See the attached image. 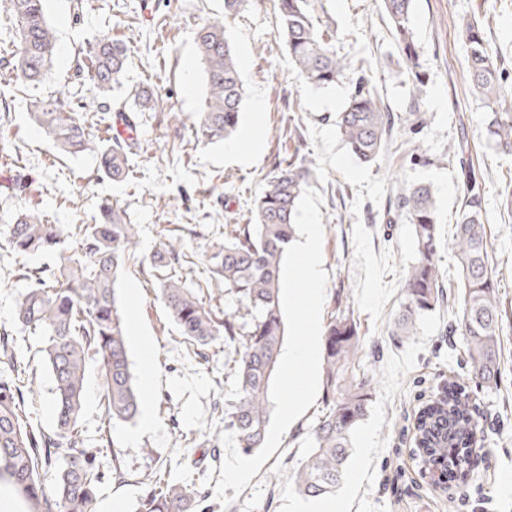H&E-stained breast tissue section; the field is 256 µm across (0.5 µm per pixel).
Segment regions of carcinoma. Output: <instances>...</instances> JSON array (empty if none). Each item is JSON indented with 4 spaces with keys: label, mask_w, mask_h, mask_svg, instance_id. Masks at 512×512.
<instances>
[{
    "label": "carcinoma",
    "mask_w": 512,
    "mask_h": 512,
    "mask_svg": "<svg viewBox=\"0 0 512 512\" xmlns=\"http://www.w3.org/2000/svg\"><path fill=\"white\" fill-rule=\"evenodd\" d=\"M19 26L15 70L25 82L41 80L56 47L44 9L45 0H10ZM396 47L414 78H419V46L411 27L414 0H382ZM280 35L304 81L326 89L346 76L347 56L336 50L328 25L309 9L308 0H276ZM467 51L469 85L488 110L485 139L512 155V89L504 85L497 57L489 52L484 22L461 23ZM205 64L207 97L193 119L196 139L210 144L238 129L244 96L238 62L219 21L206 22L195 34ZM127 45L105 36L84 53L91 95L83 108L113 110L121 128L108 141L96 140L87 120L72 111L66 97L50 95L30 102L32 119L54 138L59 150L77 155L96 153L99 170L115 182L128 177L129 156L141 149L137 124L122 107H112L109 93L127 65ZM353 89L336 128L349 151L361 162L374 161L394 126V116L369 87L365 71ZM464 197L451 239L463 293L459 328L467 341L470 373L482 386H498L501 310L496 268L487 248L482 216L483 184L473 162L461 163ZM317 177L303 162L278 165L254 200L255 223L224 225V239L211 244L202 262L210 277L224 282V296L234 310L218 312L174 272L184 244L171 242L156 250L151 265L164 271L157 297L194 354L208 357L224 342L233 392L215 403L224 430L235 434L236 447L249 455L264 443L269 423V388L285 328L281 309V271L285 251L295 237L294 215L306 186ZM398 216L411 224L416 260L403 284V302L395 321L398 333L413 335L416 321L444 301L438 248L440 233L434 190L427 184L405 188L395 199ZM98 224H51L40 213L24 210L0 231L19 276L28 282L15 306L19 332L44 337L41 352L50 367L57 407L51 431L36 425L26 395L33 392L29 365L9 352V333L0 336V476L12 479L31 512H93L104 474L86 446L82 425L87 359L99 362L104 401L101 441L110 424L129 422L139 411V393L131 372L127 327L120 312L116 282L126 260L139 245L138 225L120 206L105 200ZM38 252L57 254L50 268L31 267L22 259ZM323 407L307 432L309 448L294 471L298 492L316 498L336 490L345 476L353 436L372 401L371 380L357 377L362 342L360 326L348 296H338L324 331ZM476 422L469 396L457 383L422 411L415 436L432 464L446 470L469 453L465 447ZM65 449L58 456V449ZM147 486L133 512H211L209 494L194 483L167 480L161 471L143 476Z\"/></svg>",
    "instance_id": "carcinoma-1"
}]
</instances>
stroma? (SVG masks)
<instances>
[{
  "mask_svg": "<svg viewBox=\"0 0 512 512\" xmlns=\"http://www.w3.org/2000/svg\"><path fill=\"white\" fill-rule=\"evenodd\" d=\"M328 21L334 43L351 67H364L372 87L403 127L419 120L414 136L394 134L378 162L365 164L347 149L336 130L349 80L316 90L299 76L279 37L275 0H248L232 16L224 0H45L56 51L46 78L17 80L13 51L17 22L10 0H0V228L25 208L50 223H95L101 199L117 201L139 227L140 248L116 284L127 326L128 354L136 384L154 373L141 392V411L154 426L119 423L110 431L112 447L99 445L104 419L96 360L87 363L83 427L87 446L106 479L95 505L110 512L120 504L130 512L144 487V474L170 464V475L216 485L225 453L211 455L208 439L219 428L215 402L230 395L222 345L208 360L196 358L156 297L157 273L149 256L167 241L181 240L204 250L228 224L254 221L252 201L279 161L291 155L317 169L324 226L323 268L328 274L324 313L346 291L360 324L365 372L372 380L369 413L353 439L348 472L357 476L350 512H512V212L503 205L512 194V156L485 141L487 117L468 81L461 19L483 20L512 84V0H415L412 25L421 47V81L408 77L381 0H312ZM208 21L224 24L245 89L242 118L232 142H197L191 123L203 106L206 88L195 31ZM112 36L129 51L127 68L112 95L131 99L147 88L160 97L156 111L144 113L140 151L131 158L127 181L116 183L98 171L95 155L59 153L52 137L31 119V99L64 94L72 108L89 97V82L77 61L88 39ZM418 107L412 117L410 107ZM300 126L303 139L279 138L280 129ZM467 155L486 184L483 221L488 251L498 272L502 303L501 378L494 389L478 386L466 365V340L454 332L461 302L422 315L413 335L395 333L404 275L415 260L412 227L390 210L389 198L405 186H433L442 238H450L462 203L458 163ZM26 281L0 238V333L14 328V312ZM151 340L143 353L141 337ZM41 337L18 341L36 379L33 409L44 427L55 419L51 372L38 349ZM464 384L479 421V449L468 466L465 487L442 484L425 470L416 447L419 412L450 381ZM320 411L310 406L283 435L277 450L241 493L226 489L233 502L226 512H289L298 493L293 471L303 458ZM120 456L125 482L110 479L113 456Z\"/></svg>",
  "mask_w": 512,
  "mask_h": 512,
  "instance_id": "stroma-1",
  "label": "stroma"
}]
</instances>
